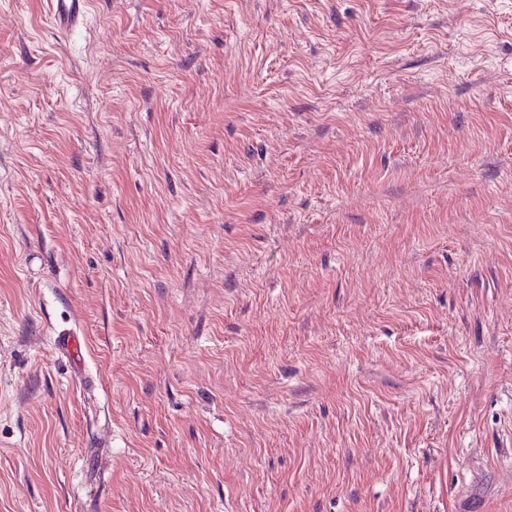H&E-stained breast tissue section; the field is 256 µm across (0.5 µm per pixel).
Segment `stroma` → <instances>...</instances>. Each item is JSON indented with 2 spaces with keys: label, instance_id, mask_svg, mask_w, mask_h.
<instances>
[{
  "label": "stroma",
  "instance_id": "obj_1",
  "mask_svg": "<svg viewBox=\"0 0 512 512\" xmlns=\"http://www.w3.org/2000/svg\"><path fill=\"white\" fill-rule=\"evenodd\" d=\"M43 2L0 0V512H512V0ZM50 29L59 38L84 26L89 19L88 0H47ZM48 322L54 348L67 358L75 375H81L84 369L82 338L72 328L57 330L50 320Z\"/></svg>",
  "mask_w": 512,
  "mask_h": 512
}]
</instances>
